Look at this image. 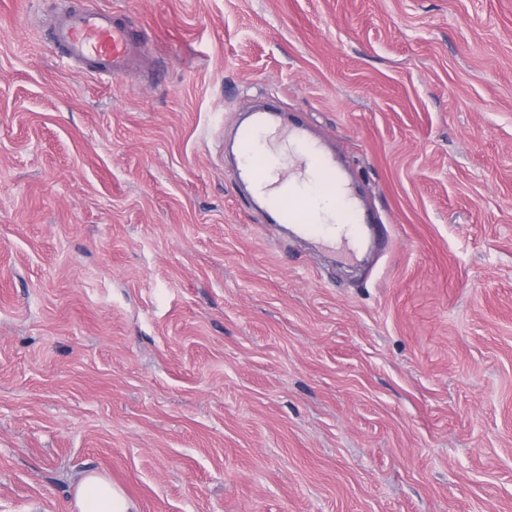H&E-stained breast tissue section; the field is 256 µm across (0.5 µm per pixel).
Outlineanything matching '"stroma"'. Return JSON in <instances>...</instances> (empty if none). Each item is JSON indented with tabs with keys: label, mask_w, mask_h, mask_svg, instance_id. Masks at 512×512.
I'll return each mask as SVG.
<instances>
[{
	"label": "stroma",
	"mask_w": 512,
	"mask_h": 512,
	"mask_svg": "<svg viewBox=\"0 0 512 512\" xmlns=\"http://www.w3.org/2000/svg\"><path fill=\"white\" fill-rule=\"evenodd\" d=\"M0 0V512H512V0ZM259 98L352 174L364 260L265 223ZM48 23L53 47L66 59L101 76L124 74L146 51L131 29L105 9L61 7ZM77 512H138L124 490L97 472L89 473L76 488Z\"/></svg>",
	"instance_id": "1"
}]
</instances>
